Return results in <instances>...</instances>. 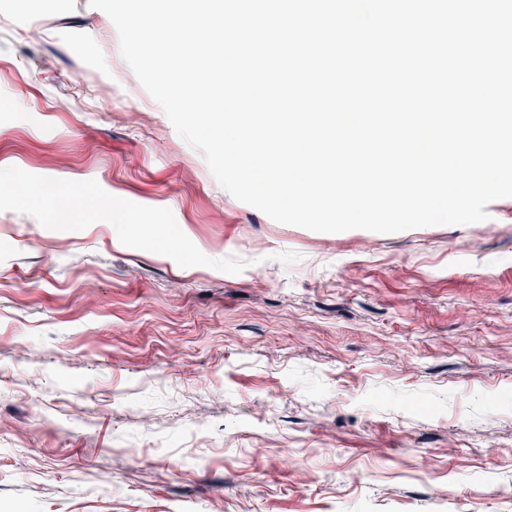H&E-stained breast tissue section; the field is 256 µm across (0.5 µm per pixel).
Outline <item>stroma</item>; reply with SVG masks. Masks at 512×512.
<instances>
[{
  "instance_id": "obj_1",
  "label": "stroma",
  "mask_w": 512,
  "mask_h": 512,
  "mask_svg": "<svg viewBox=\"0 0 512 512\" xmlns=\"http://www.w3.org/2000/svg\"><path fill=\"white\" fill-rule=\"evenodd\" d=\"M486 210L277 223L103 11L0 0V512H512V198Z\"/></svg>"
}]
</instances>
